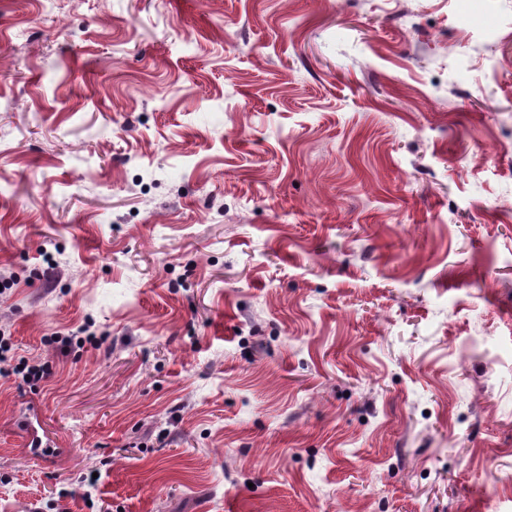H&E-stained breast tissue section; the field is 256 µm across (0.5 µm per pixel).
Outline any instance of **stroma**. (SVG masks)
<instances>
[{"instance_id":"35a3bbf8","label":"stroma","mask_w":512,"mask_h":512,"mask_svg":"<svg viewBox=\"0 0 512 512\" xmlns=\"http://www.w3.org/2000/svg\"><path fill=\"white\" fill-rule=\"evenodd\" d=\"M0 276V512H512V0H0Z\"/></svg>"}]
</instances>
